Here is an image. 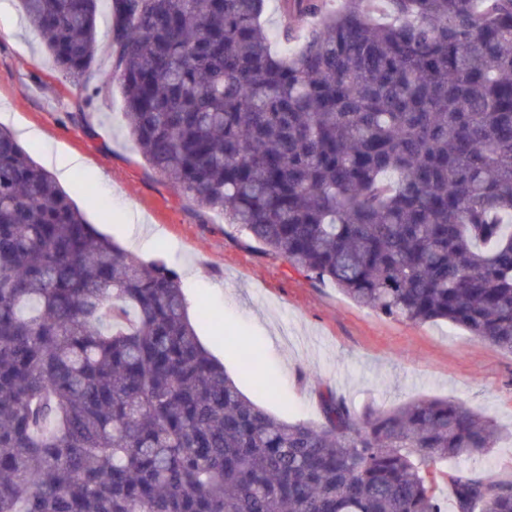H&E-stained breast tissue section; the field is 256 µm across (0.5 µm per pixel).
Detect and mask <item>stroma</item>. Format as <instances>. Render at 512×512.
I'll return each instance as SVG.
<instances>
[{"mask_svg": "<svg viewBox=\"0 0 512 512\" xmlns=\"http://www.w3.org/2000/svg\"><path fill=\"white\" fill-rule=\"evenodd\" d=\"M0 125L34 129L33 159L49 149L78 156L64 191L90 224L125 244L127 213L140 215L151 242L139 255L193 267L184 284L201 343L239 389L269 414L291 422L324 419L332 393L359 412L422 398L465 404L490 420L499 438L481 457H459L443 470L472 467L512 479V354L475 342L454 325L414 324L361 307L330 281L300 273L264 253L223 214L200 208L145 163L123 119L119 86L84 106L29 30L19 0H0ZM270 383L254 389L255 374Z\"/></svg>", "mask_w": 512, "mask_h": 512, "instance_id": "obj_1", "label": "stroma"}]
</instances>
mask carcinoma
I'll list each match as a JSON object with an SVG mask.
<instances>
[{
    "mask_svg": "<svg viewBox=\"0 0 512 512\" xmlns=\"http://www.w3.org/2000/svg\"><path fill=\"white\" fill-rule=\"evenodd\" d=\"M84 101L101 0H20ZM139 153L357 304L512 353V0H107ZM279 35L303 43L278 53ZM279 420L199 342L178 271L89 224L0 128V512H442L462 403ZM458 512L512 480L458 468Z\"/></svg>",
    "mask_w": 512,
    "mask_h": 512,
    "instance_id": "carcinoma-1",
    "label": "carcinoma"
}]
</instances>
